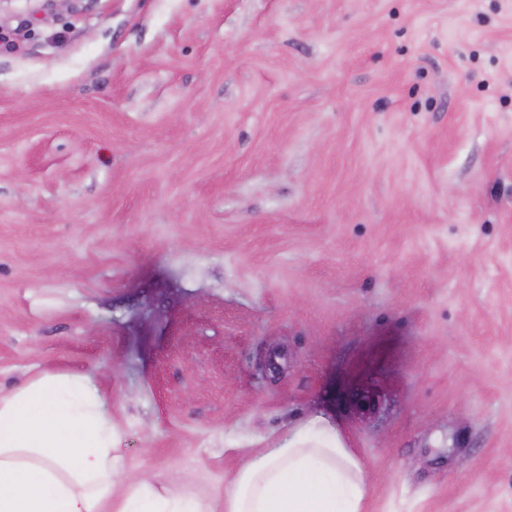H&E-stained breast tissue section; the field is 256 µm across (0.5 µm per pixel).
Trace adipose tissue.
<instances>
[{
    "instance_id": "1",
    "label": "adipose tissue",
    "mask_w": 512,
    "mask_h": 512,
    "mask_svg": "<svg viewBox=\"0 0 512 512\" xmlns=\"http://www.w3.org/2000/svg\"><path fill=\"white\" fill-rule=\"evenodd\" d=\"M101 393L45 371L0 393V512H361L366 475L322 415L249 453L222 507L151 475L126 479Z\"/></svg>"
}]
</instances>
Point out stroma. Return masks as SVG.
Masks as SVG:
<instances>
[{
	"instance_id": "1",
	"label": "stroma",
	"mask_w": 512,
	"mask_h": 512,
	"mask_svg": "<svg viewBox=\"0 0 512 512\" xmlns=\"http://www.w3.org/2000/svg\"><path fill=\"white\" fill-rule=\"evenodd\" d=\"M90 375L223 498L321 414L362 512H512V0H0V390Z\"/></svg>"
}]
</instances>
